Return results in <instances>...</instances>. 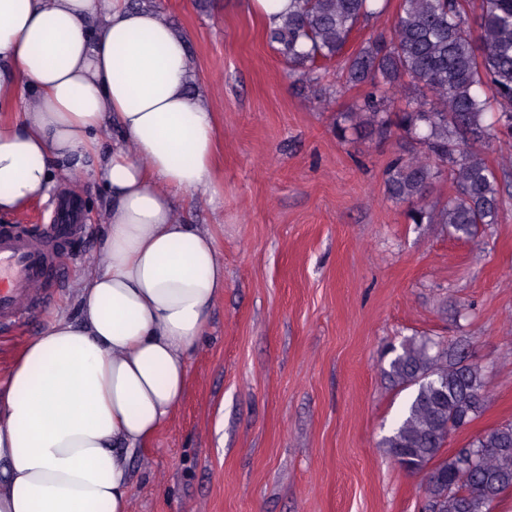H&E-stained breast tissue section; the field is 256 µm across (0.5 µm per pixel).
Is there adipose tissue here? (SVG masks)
<instances>
[{
    "mask_svg": "<svg viewBox=\"0 0 512 512\" xmlns=\"http://www.w3.org/2000/svg\"><path fill=\"white\" fill-rule=\"evenodd\" d=\"M186 38L128 0H0V214L97 157L106 266L14 359L0 394V512H126L129 457L167 421L224 287L212 235L175 216L210 185L213 112ZM118 137L99 155L97 133Z\"/></svg>",
    "mask_w": 512,
    "mask_h": 512,
    "instance_id": "adipose-tissue-1",
    "label": "adipose tissue"
}]
</instances>
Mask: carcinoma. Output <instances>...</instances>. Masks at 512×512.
<instances>
[{
    "label": "carcinoma",
    "instance_id": "1",
    "mask_svg": "<svg viewBox=\"0 0 512 512\" xmlns=\"http://www.w3.org/2000/svg\"><path fill=\"white\" fill-rule=\"evenodd\" d=\"M387 2L289 0L267 39L305 85H320L337 63L346 84L366 86L362 101L340 114L339 135L402 139L405 153L386 171L388 197L409 207L413 223L446 224L469 238L478 225L497 223L512 198L477 150L512 131V0H483L473 22L464 0H402L388 31L347 52ZM405 85L431 93L438 106L415 96L394 108L391 95ZM445 173L454 194L435 211L427 197ZM388 376L414 393L383 445L402 468L424 475L425 512H495L512 492V424L444 455L449 435L484 412L482 367L457 344L421 340L402 344Z\"/></svg>",
    "mask_w": 512,
    "mask_h": 512
}]
</instances>
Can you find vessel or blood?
Segmentation results:
<instances>
[{"instance_id":"1","label":"vessel or blood","mask_w":512,"mask_h":512,"mask_svg":"<svg viewBox=\"0 0 512 512\" xmlns=\"http://www.w3.org/2000/svg\"><path fill=\"white\" fill-rule=\"evenodd\" d=\"M83 227L71 205L50 224L0 225V325L21 327L58 282L51 275L67 258V241Z\"/></svg>"}]
</instances>
